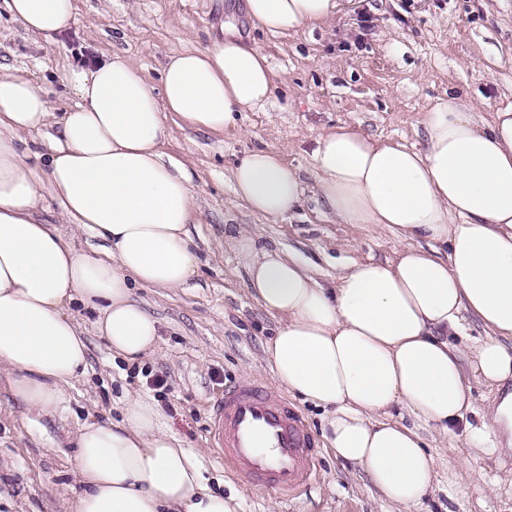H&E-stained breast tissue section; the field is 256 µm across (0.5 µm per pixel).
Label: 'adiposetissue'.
<instances>
[{"label":"adipose tissue","mask_w":512,"mask_h":512,"mask_svg":"<svg viewBox=\"0 0 512 512\" xmlns=\"http://www.w3.org/2000/svg\"><path fill=\"white\" fill-rule=\"evenodd\" d=\"M29 33L51 37L72 19V0H0ZM340 0H245L254 27L289 36L330 19ZM77 102L56 117L24 70L0 76V369L29 412L65 409L66 387L87 365L74 304L98 313L114 353L136 363L157 347V321L132 285L186 287L200 259L192 172L165 157L168 115L215 133L241 113L263 110L275 73L263 51L234 33L169 58L162 89L120 54L76 67ZM426 147L385 144L343 125L313 152L326 218L401 233L395 260L345 266L319 284L292 256L266 252L248 266L249 290L278 317L267 343L277 385L323 409L327 448L359 466L397 512L429 493L435 459L423 430L449 432L472 411L469 380L491 400L468 444L497 452L512 433V107L476 119L451 98L423 117ZM47 146V177L29 163L25 137ZM234 193L276 221L299 202L298 169L270 149L247 153L232 171ZM74 230L107 242L76 251L37 216L45 194ZM426 246H419V239ZM485 329L468 354L449 342L466 317ZM413 425L392 419L393 408ZM84 486L73 512H234L204 480L199 456L156 407L127 396L117 421H92L75 437Z\"/></svg>","instance_id":"adipose-tissue-1"}]
</instances>
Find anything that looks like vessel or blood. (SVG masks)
Here are the masks:
<instances>
[{
    "label": "vessel or blood",
    "mask_w": 512,
    "mask_h": 512,
    "mask_svg": "<svg viewBox=\"0 0 512 512\" xmlns=\"http://www.w3.org/2000/svg\"><path fill=\"white\" fill-rule=\"evenodd\" d=\"M209 412L216 456L247 481L290 497L315 479L316 442L285 397L254 383L225 390Z\"/></svg>",
    "instance_id": "vessel-or-blood-1"
}]
</instances>
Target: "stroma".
I'll list each match as a JSON object with an SVG mask.
<instances>
[{
    "label": "stroma",
    "mask_w": 512,
    "mask_h": 512,
    "mask_svg": "<svg viewBox=\"0 0 512 512\" xmlns=\"http://www.w3.org/2000/svg\"><path fill=\"white\" fill-rule=\"evenodd\" d=\"M74 4L70 28L50 38L27 32L0 7V75L28 70L55 112L76 103L65 74L79 66L81 55L122 53L157 87L170 56L205 47L224 22L263 50L277 84L265 111L242 113L238 130L209 133L169 123L163 150L193 171L200 217L189 230L201 266L183 288L133 287L134 299L158 322L155 354L136 367L126 363L96 331V311L79 306L88 365L71 382L67 410L27 412L0 373V512H71L82 489L74 471L75 434L85 422L120 419L129 394L161 411L184 447L198 453L207 485L231 498L236 512H387L388 503L360 468L324 450L316 481L289 500L250 485L215 457L210 402L225 388L253 380L276 385L265 345L278 320L251 297L237 242L251 233L254 256L276 249L293 254L323 285L350 263L395 259L403 245L398 233L322 216L316 141L347 123L381 141L421 149L423 115L438 101L465 99L481 118L490 108L512 106V65L497 62L512 56V0H344L335 17L289 37L254 29L245 0ZM266 147L299 169L304 181L299 204L275 222L237 200L231 179L241 158ZM150 371L166 377V395L147 385ZM471 393L473 411L465 422L448 434H425L437 473L463 465L468 492L452 503L443 484H435L421 512H512V451L489 454L464 444L467 428L482 426L488 400L479 384Z\"/></svg>",
    "instance_id": "obj_1"
}]
</instances>
